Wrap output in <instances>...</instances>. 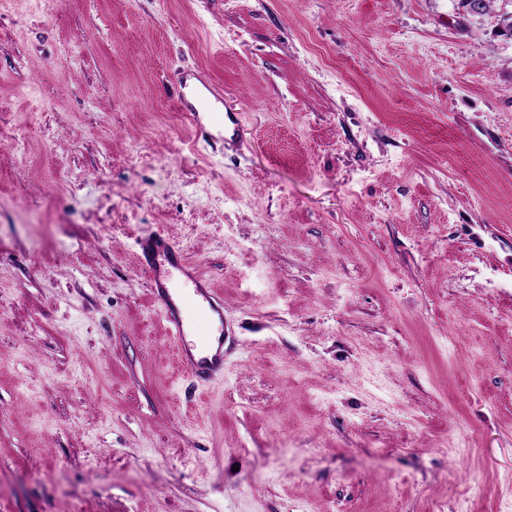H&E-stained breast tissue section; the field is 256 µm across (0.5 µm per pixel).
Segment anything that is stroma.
Returning a JSON list of instances; mask_svg holds the SVG:
<instances>
[{
	"label": "stroma",
	"mask_w": 512,
	"mask_h": 512,
	"mask_svg": "<svg viewBox=\"0 0 512 512\" xmlns=\"http://www.w3.org/2000/svg\"><path fill=\"white\" fill-rule=\"evenodd\" d=\"M507 15L0 0V512H512ZM153 231L224 298L205 394Z\"/></svg>",
	"instance_id": "stroma-1"
}]
</instances>
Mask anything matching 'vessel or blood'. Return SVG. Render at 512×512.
<instances>
[{
    "label": "vessel or blood",
    "instance_id": "vessel-or-blood-1",
    "mask_svg": "<svg viewBox=\"0 0 512 512\" xmlns=\"http://www.w3.org/2000/svg\"><path fill=\"white\" fill-rule=\"evenodd\" d=\"M139 262L149 270L160 316L188 379L207 389L224 379V339L195 335L193 316L224 322V299L195 272L184 251L155 232L138 241Z\"/></svg>",
    "mask_w": 512,
    "mask_h": 512
}]
</instances>
